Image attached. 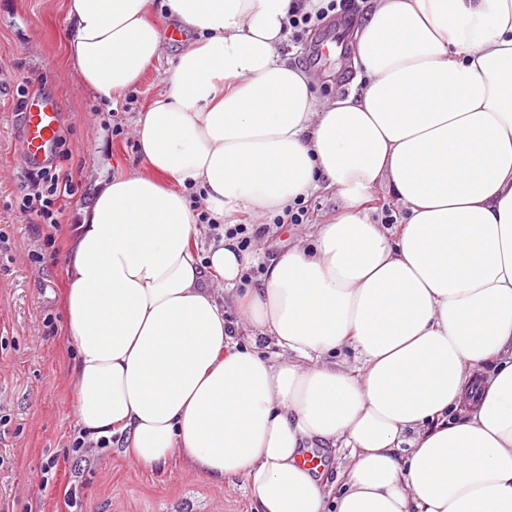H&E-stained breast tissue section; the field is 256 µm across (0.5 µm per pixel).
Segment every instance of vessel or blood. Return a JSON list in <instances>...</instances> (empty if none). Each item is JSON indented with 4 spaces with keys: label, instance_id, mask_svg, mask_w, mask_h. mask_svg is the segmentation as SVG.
<instances>
[{
    "label": "vessel or blood",
    "instance_id": "1",
    "mask_svg": "<svg viewBox=\"0 0 512 512\" xmlns=\"http://www.w3.org/2000/svg\"><path fill=\"white\" fill-rule=\"evenodd\" d=\"M60 124L61 114L53 99L37 95L27 100L21 151L28 164L41 165L51 158Z\"/></svg>",
    "mask_w": 512,
    "mask_h": 512
}]
</instances>
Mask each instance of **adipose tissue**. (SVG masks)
<instances>
[{
  "label": "adipose tissue",
  "instance_id": "ef3b65f1",
  "mask_svg": "<svg viewBox=\"0 0 512 512\" xmlns=\"http://www.w3.org/2000/svg\"><path fill=\"white\" fill-rule=\"evenodd\" d=\"M295 5L66 0L67 60L114 105L165 23L193 37L135 121L143 169L72 230L79 422L144 468L245 477L251 512H512V0H370L365 75L322 101ZM324 188L335 218L257 284L235 239L199 255L193 194L259 219Z\"/></svg>",
  "mask_w": 512,
  "mask_h": 512
}]
</instances>
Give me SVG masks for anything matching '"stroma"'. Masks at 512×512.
Returning a JSON list of instances; mask_svg holds the SVG:
<instances>
[{"instance_id":"35a3bbf8","label":"stroma","mask_w":512,"mask_h":512,"mask_svg":"<svg viewBox=\"0 0 512 512\" xmlns=\"http://www.w3.org/2000/svg\"><path fill=\"white\" fill-rule=\"evenodd\" d=\"M66 0H0V505L10 512H249L245 477L216 485L181 459L161 470L135 464L123 442L92 449L74 461L70 444L81 429L72 384L75 355L65 342V258L72 224L103 180L142 166L134 123L158 95L162 69L135 88L134 109H111L80 86L65 61ZM337 53L311 63L317 99L331 98L356 78L354 49L336 40ZM53 98L62 113L60 135L70 152L59 165L77 188L61 199L57 231L19 209L37 170L23 162L19 90ZM308 221L286 224L262 238L265 258L305 239L314 224L336 212V196L322 191L308 202Z\"/></svg>"}]
</instances>
